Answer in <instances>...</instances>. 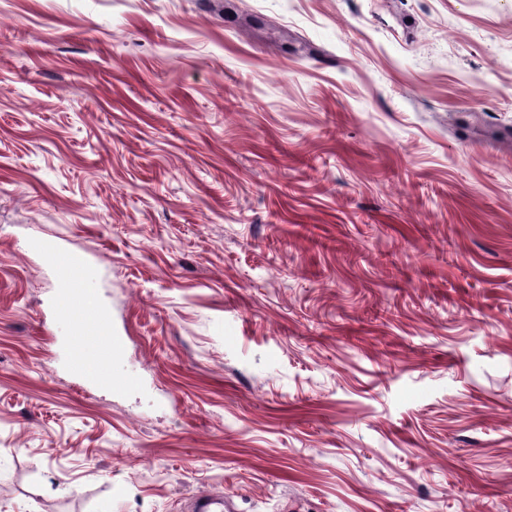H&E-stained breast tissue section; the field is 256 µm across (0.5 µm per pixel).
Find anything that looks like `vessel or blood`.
Wrapping results in <instances>:
<instances>
[{
  "mask_svg": "<svg viewBox=\"0 0 512 512\" xmlns=\"http://www.w3.org/2000/svg\"><path fill=\"white\" fill-rule=\"evenodd\" d=\"M56 265L64 284L56 305L73 327L70 364L89 383L111 384L114 381L112 363L121 354L123 343L114 335L101 305L88 287L84 263L60 254Z\"/></svg>",
  "mask_w": 512,
  "mask_h": 512,
  "instance_id": "b4317fda",
  "label": "vessel or blood"
}]
</instances>
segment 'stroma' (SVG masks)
<instances>
[{"label":"stroma","mask_w":512,"mask_h":512,"mask_svg":"<svg viewBox=\"0 0 512 512\" xmlns=\"http://www.w3.org/2000/svg\"><path fill=\"white\" fill-rule=\"evenodd\" d=\"M221 494L512 512V0H0V512ZM56 265L64 284L56 306L74 328L69 346L70 364L89 383L112 386V362L121 354L123 343L112 332L101 305L88 287L84 263L59 254ZM89 349L96 353L92 363L86 357Z\"/></svg>","instance_id":"35a3bbf8"}]
</instances>
